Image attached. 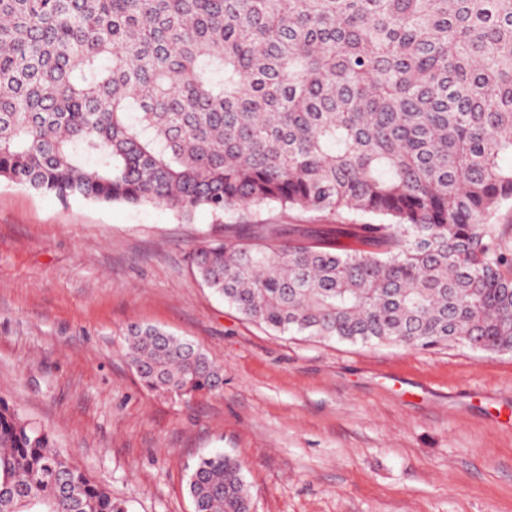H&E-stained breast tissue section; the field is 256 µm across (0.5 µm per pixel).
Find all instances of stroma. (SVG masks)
Returning a JSON list of instances; mask_svg holds the SVG:
<instances>
[{"label":"stroma","instance_id":"35a3bbf8","mask_svg":"<svg viewBox=\"0 0 512 512\" xmlns=\"http://www.w3.org/2000/svg\"><path fill=\"white\" fill-rule=\"evenodd\" d=\"M264 207L233 224L335 223ZM224 226L0 183V397L128 512H193L201 455L238 457L255 512H512V352L280 336L195 276ZM194 341L224 391L144 389L130 324Z\"/></svg>","mask_w":512,"mask_h":512}]
</instances>
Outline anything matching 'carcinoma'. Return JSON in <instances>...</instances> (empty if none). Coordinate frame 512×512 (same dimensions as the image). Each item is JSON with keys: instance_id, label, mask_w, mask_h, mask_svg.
<instances>
[{"instance_id": "cac0c4a2", "label": "carcinoma", "mask_w": 512, "mask_h": 512, "mask_svg": "<svg viewBox=\"0 0 512 512\" xmlns=\"http://www.w3.org/2000/svg\"><path fill=\"white\" fill-rule=\"evenodd\" d=\"M0 181L188 221L277 205L378 223L226 224L202 284L278 335L512 352V0H0ZM160 396L223 368L152 325ZM194 512H253L241 461L200 457ZM0 512H127L0 399Z\"/></svg>"}]
</instances>
